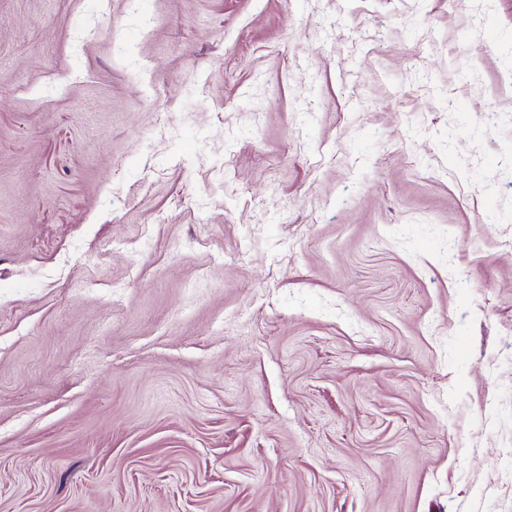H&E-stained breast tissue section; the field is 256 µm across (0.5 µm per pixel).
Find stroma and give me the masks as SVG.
<instances>
[{"label":"stroma","instance_id":"35a3bbf8","mask_svg":"<svg viewBox=\"0 0 512 512\" xmlns=\"http://www.w3.org/2000/svg\"><path fill=\"white\" fill-rule=\"evenodd\" d=\"M0 512H512V0H0Z\"/></svg>","mask_w":512,"mask_h":512}]
</instances>
